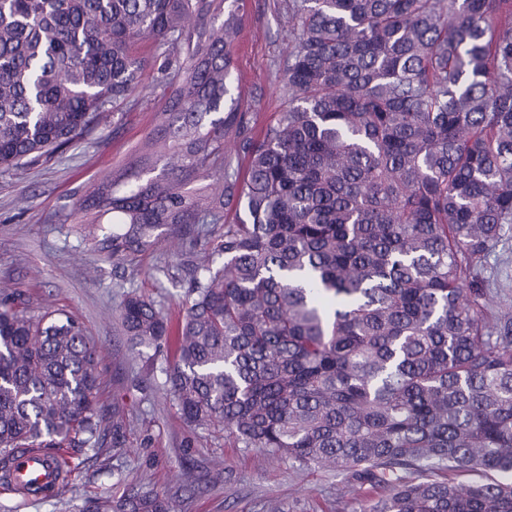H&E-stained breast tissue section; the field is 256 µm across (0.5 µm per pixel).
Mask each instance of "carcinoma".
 <instances>
[{"mask_svg":"<svg viewBox=\"0 0 512 512\" xmlns=\"http://www.w3.org/2000/svg\"><path fill=\"white\" fill-rule=\"evenodd\" d=\"M244 23V0H0V170L81 141L158 66L161 121L74 206L123 262L183 230L163 369L182 419L350 478L368 512H512V310L483 275L512 231V0H289L288 99L259 138L234 87ZM208 224L224 233L201 252ZM119 318L135 345L168 341L140 295ZM99 378L75 319L0 287V482L35 448L126 447Z\"/></svg>","mask_w":512,"mask_h":512,"instance_id":"1","label":"carcinoma"}]
</instances>
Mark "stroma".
<instances>
[{"label":"stroma","mask_w":512,"mask_h":512,"mask_svg":"<svg viewBox=\"0 0 512 512\" xmlns=\"http://www.w3.org/2000/svg\"><path fill=\"white\" fill-rule=\"evenodd\" d=\"M287 0H246L238 69L255 128L272 122L288 93L279 64L291 30ZM147 71L134 107L67 151L0 173V287L26 310L62 309L94 343L101 378L96 406L111 416L123 408L131 430L126 447L99 453L65 449L72 468L58 499L25 498L0 484V512H80L85 502L121 497L144 485L168 497L175 512H365L362 489L324 469L298 471L288 459L231 447L223 434L193 429L180 418L162 372L176 343L164 349L132 345L122 336L118 309L130 293L159 304L171 323L183 315L188 270L162 237L126 273L114 271L85 241L73 214V195L125 163L159 122L163 86Z\"/></svg>","instance_id":"35a3bbf8"}]
</instances>
